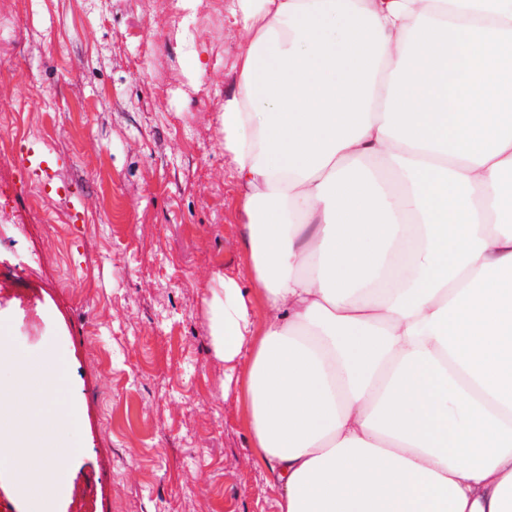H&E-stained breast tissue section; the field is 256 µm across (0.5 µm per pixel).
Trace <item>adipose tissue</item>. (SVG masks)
Masks as SVG:
<instances>
[{"mask_svg":"<svg viewBox=\"0 0 512 512\" xmlns=\"http://www.w3.org/2000/svg\"><path fill=\"white\" fill-rule=\"evenodd\" d=\"M231 3L253 285L203 303L276 512H512V0ZM3 364L0 456L54 512L60 356Z\"/></svg>","mask_w":512,"mask_h":512,"instance_id":"obj_1","label":"adipose tissue"}]
</instances>
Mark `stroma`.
Returning <instances> with one entry per match:
<instances>
[{
    "label": "stroma",
    "mask_w": 512,
    "mask_h": 512,
    "mask_svg": "<svg viewBox=\"0 0 512 512\" xmlns=\"http://www.w3.org/2000/svg\"><path fill=\"white\" fill-rule=\"evenodd\" d=\"M228 3L197 0L190 50L173 0H17L0 16V114L28 130L0 158V265L23 276L0 292V322L19 353L59 349L57 400L81 418L55 465L91 489L55 512H275L283 491L224 388L202 303L216 274L252 285L218 121L249 45ZM30 142L75 206L51 192L32 208ZM50 156L46 152L44 147H41L37 143L30 144L24 149V153L21 157L23 163L33 171H40L45 173L48 177L50 166Z\"/></svg>",
    "instance_id": "35a3bbf8"
}]
</instances>
